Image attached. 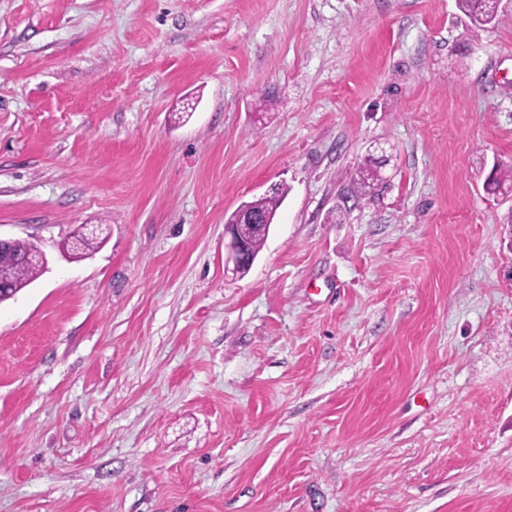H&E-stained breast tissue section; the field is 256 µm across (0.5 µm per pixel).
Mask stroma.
Returning <instances> with one entry per match:
<instances>
[{"label":"stroma","mask_w":512,"mask_h":512,"mask_svg":"<svg viewBox=\"0 0 512 512\" xmlns=\"http://www.w3.org/2000/svg\"><path fill=\"white\" fill-rule=\"evenodd\" d=\"M510 165L512 0H0V512H512ZM457 4L468 17L471 25L478 30L490 27L498 13L494 0H457ZM376 160L378 159H371L369 155L368 159L364 158L352 174L353 191L360 196L371 194L383 180L380 171L381 163ZM285 193L286 190L281 187L270 194L263 195L255 200L244 203H250L254 211L265 218H270L273 222L277 209L280 207ZM245 224H226L224 238L228 237L227 256L224 259V270H229L232 264L233 274L239 273L243 266L254 261L248 253L245 238L240 233V227ZM5 244H10L9 250L11 252L17 253L18 255L26 254L22 257H15L17 261L22 260L24 262L5 264L0 268V282L5 286V288H10V294H13L14 296L20 290L33 282L42 272L41 267L33 263H39L45 266L46 259L41 251L29 253L36 247L33 243L15 240H2L0 238V247Z\"/></svg>","instance_id":"stroma-1"}]
</instances>
